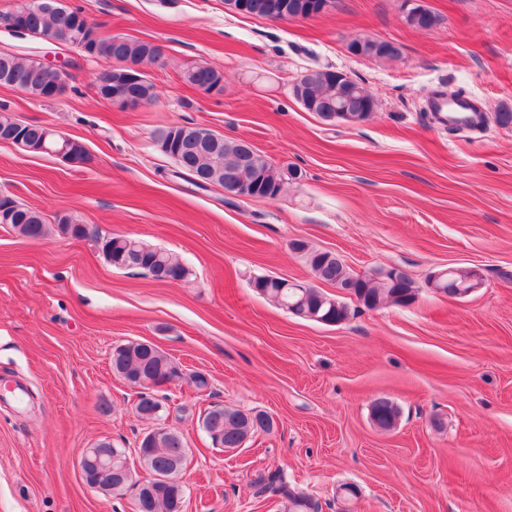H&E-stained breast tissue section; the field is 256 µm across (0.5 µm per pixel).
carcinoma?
Masks as SVG:
<instances>
[{
	"label": "carcinoma",
	"mask_w": 512,
	"mask_h": 512,
	"mask_svg": "<svg viewBox=\"0 0 512 512\" xmlns=\"http://www.w3.org/2000/svg\"><path fill=\"white\" fill-rule=\"evenodd\" d=\"M277 0H247V15L271 18L272 5ZM82 11L73 7L67 12L41 13L31 10L26 14L19 32L34 37L44 33L53 36L58 45L67 47L73 38V29ZM350 45L358 47L369 58L390 59L399 54V48L390 42L358 37ZM158 46L122 35H103L98 39L95 58L112 65L115 61L144 62L157 58ZM0 66L8 69V85L35 98H48L47 89L55 81L56 74L45 68L37 59L9 54L0 59ZM184 78L194 86H214L224 81V75L201 64L189 66ZM293 94L302 107L329 121L336 109H345L341 121L360 123L375 110L376 102L367 89L355 80L344 79L343 73L323 69H308L301 75V86L293 88ZM199 132L197 127L172 125L158 128L154 139L159 147L170 146L169 152L180 163V173L191 178L196 184L218 183H260L282 191L287 180H296L298 168L279 169L257 149L246 148L241 139L224 138L217 152L200 150L193 139ZM8 207L14 212L9 226L20 236L28 239H42L51 232L42 212L19 205L10 197L0 200V208ZM57 230L75 238L88 236L98 250L115 268L128 269L137 264V269L148 272L163 282L185 279L188 270L178 258L162 248L145 244L139 239L112 234L99 228L86 232V225L69 215L57 220ZM296 252L320 282L334 288L346 290L358 305L375 310L385 304L407 307L418 297L414 282L407 277L391 282L374 275L354 274L331 251L316 249L303 240L297 241ZM469 271L458 269L443 278V288L453 295L462 291L463 281ZM280 279L258 276L251 280L252 288L293 316L315 322L326 320L329 325L342 324L350 319V307L337 297L324 293L315 286L309 288H282ZM115 359V373L127 382L148 388L156 379L181 375L175 362L156 345L144 342H128L116 346L112 351ZM376 405L382 413L386 429L399 420L400 410L390 399L380 397ZM204 433L213 444L225 449L242 448L259 433H268L273 426L256 423L251 413L224 406H214L205 411ZM138 458L151 479L168 477L183 468L186 448L183 436L176 431L157 426L146 433L139 444ZM259 491L272 490L281 498V512H320L318 501L302 491L286 484L279 473L271 472L254 479ZM184 485L177 482L159 484L156 491L146 495L139 490L136 494V512H183Z\"/></svg>",
	"instance_id": "obj_1"
}]
</instances>
